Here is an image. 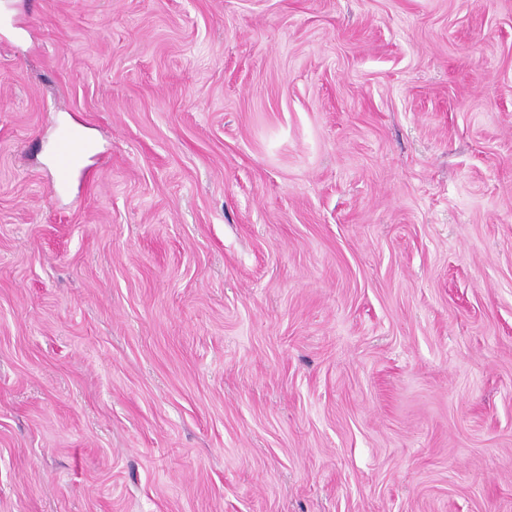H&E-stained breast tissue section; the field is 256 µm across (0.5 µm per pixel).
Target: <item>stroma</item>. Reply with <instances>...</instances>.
Instances as JSON below:
<instances>
[{"label":"stroma","mask_w":512,"mask_h":512,"mask_svg":"<svg viewBox=\"0 0 512 512\" xmlns=\"http://www.w3.org/2000/svg\"><path fill=\"white\" fill-rule=\"evenodd\" d=\"M0 512H512V0H0ZM86 151L81 132L75 128H58L52 155L53 179L58 191L66 190L79 170Z\"/></svg>","instance_id":"1"}]
</instances>
